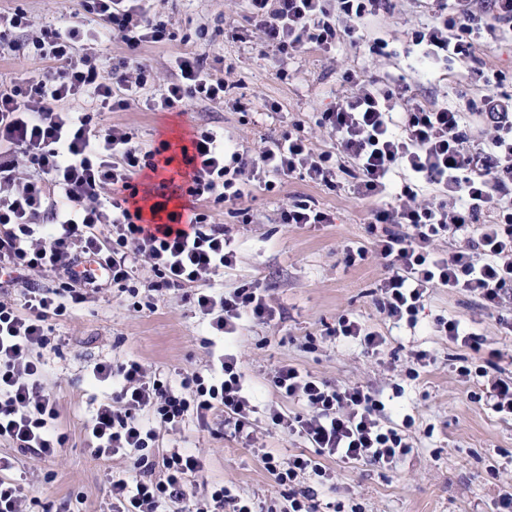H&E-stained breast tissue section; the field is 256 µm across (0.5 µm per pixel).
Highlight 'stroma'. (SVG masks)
Here are the masks:
<instances>
[{"mask_svg":"<svg viewBox=\"0 0 512 512\" xmlns=\"http://www.w3.org/2000/svg\"><path fill=\"white\" fill-rule=\"evenodd\" d=\"M153 7L174 35L172 41L141 50L156 82L172 79L171 56L188 51L213 62L227 89L225 105L217 108L194 104L178 114L134 104L99 116L100 124L133 128L148 149L166 140L188 143L200 127L223 131L238 149L253 153L262 139L279 137L298 123L314 152L333 150L336 141L317 126L316 116L348 91L343 79L348 71L365 79L407 80L410 102L445 103L463 112L486 92L470 64L452 59L436 67L419 65L412 33L431 22L434 0H391L389 12L366 27L364 45L344 38L330 53L301 50L283 61L280 76L259 54L260 35L247 20L244 0H154ZM17 9L30 16L34 36L43 26L64 24L81 12L82 0H0V12ZM374 41L379 51H370ZM228 61L234 65L229 73L224 70ZM272 102L279 111H269ZM354 185L352 174L342 172L332 189L293 178L274 192L257 190L243 199L248 217L211 207L213 222L229 230L239 249L236 267L225 271L216 287L256 283L274 312L267 323L245 324L232 341L256 398L255 432L248 442L225 432L224 416L217 412L208 427L190 421L180 432H160L159 449L188 445L203 454L206 470L195 479L196 488L222 482L257 502L275 496L278 488L258 449L288 455L307 448L266 420L271 407L288 415L303 409L301 402L281 397L266 384L274 368L291 364L332 385L368 387L380 395L394 423L413 420L406 431L409 450L391 468L331 462L336 489L320 490V512H350L355 504L362 512H503L502 499L512 495V419L492 410L486 378L459 374L460 366L479 365L480 359L443 336L436 320L461 318L481 334L484 352H500L496 365L487 366V378L512 377V333L477 299L444 288L431 290L417 327L386 320L375 290L386 273L385 260L372 255L351 266L343 261L345 246L366 244L365 227L377 206L360 198ZM301 195L329 211L332 223H279L280 208ZM154 301L155 312L143 314L130 309L119 292L94 293L75 316L55 324L61 347L43 349L42 355L58 398L55 424L66 443L54 461L44 462L16 454L0 441V456L15 459L17 473L53 510L67 501L73 512H110L111 475L135 474L125 459L103 461L92 454L87 420L93 401L109 390L92 379L96 363L132 356L169 374L202 371L212 363L206 325L180 292L155 295ZM343 316L361 319L383 336V345L371 353L357 340L333 336ZM418 351L425 353V365L412 379L405 370Z\"/></svg>","mask_w":512,"mask_h":512,"instance_id":"1","label":"stroma"}]
</instances>
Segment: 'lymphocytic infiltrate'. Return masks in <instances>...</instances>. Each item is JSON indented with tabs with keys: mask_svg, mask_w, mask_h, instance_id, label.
I'll return each instance as SVG.
<instances>
[{
	"mask_svg": "<svg viewBox=\"0 0 512 512\" xmlns=\"http://www.w3.org/2000/svg\"><path fill=\"white\" fill-rule=\"evenodd\" d=\"M389 0H246L247 18L262 35L259 53L273 63L311 45L331 52L341 37H354ZM95 29L77 19L46 26L30 49L43 72L0 87V291L19 288V300L0 299V439L18 453L40 459L58 455L66 442L54 426L57 400L47 384L40 351L51 343L53 323L70 316L89 293L120 288L133 296L135 312L154 311L138 303L139 263L154 278L149 290H178L219 336L237 333L242 322L273 316L261 291L248 282L228 292L209 284L237 263V245L224 225L210 222L207 207L237 204L255 184L273 190L297 175L331 187L342 163L356 172V192L386 196L367 226L369 246H347L346 264L376 255L388 274L378 284L376 305L393 322L416 325L431 289L464 291L485 308L512 299V100L492 93L504 80L500 70L483 78L489 93L477 117L481 145L469 148L467 113L448 106L400 107L408 85L383 87L381 80H357L353 89L320 114L336 149L314 153L302 128L264 140L255 154L230 150L213 129L194 132L193 154L183 155L189 198L188 222L166 203L154 202V226L136 204L135 175L157 171L158 149H143L122 125L94 123V114L143 104L154 112H185L191 103L220 105L224 81L202 57H171L172 80L156 84L139 56L140 46L171 40L152 0H83ZM441 13L412 34L422 59L439 65L473 61L484 37L512 40V0H449ZM120 35L129 56L105 66L92 43ZM85 101L86 112L70 111ZM405 180L393 183L394 174ZM455 239L448 253L433 251L441 238ZM207 373L172 380L128 357L93 368L109 394L94 408L89 425L98 459L132 461L134 479L112 477V512H317L316 493L306 486L332 482L328 461L393 464L408 448L403 431L388 425L385 405L361 386H333L296 366L284 365L269 378L282 396L302 400L307 413L270 409L269 425L304 439L309 452L289 456L266 450L265 470L280 495L264 507L212 484L205 498L190 490V477L205 461L189 448L159 452L160 429L177 430L188 420L206 425L224 414V427L251 439L255 398L236 353L225 352ZM13 461L0 456V512H34L37 496L12 475Z\"/></svg>",
	"mask_w": 512,
	"mask_h": 512,
	"instance_id": "obj_1",
	"label": "lymphocytic infiltrate"
}]
</instances>
